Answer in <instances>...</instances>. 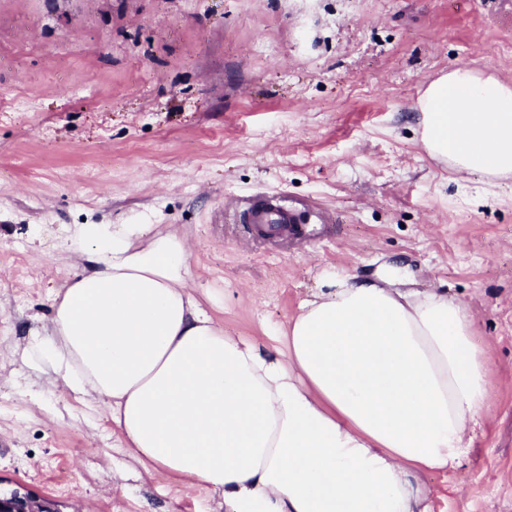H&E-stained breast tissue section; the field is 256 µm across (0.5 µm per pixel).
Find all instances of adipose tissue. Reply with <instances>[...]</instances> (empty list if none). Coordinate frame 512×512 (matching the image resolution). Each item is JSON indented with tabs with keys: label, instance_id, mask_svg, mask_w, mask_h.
I'll use <instances>...</instances> for the list:
<instances>
[{
	"label": "adipose tissue",
	"instance_id": "obj_1",
	"mask_svg": "<svg viewBox=\"0 0 512 512\" xmlns=\"http://www.w3.org/2000/svg\"><path fill=\"white\" fill-rule=\"evenodd\" d=\"M427 154L512 177V85L465 66L419 102ZM88 263L28 353L105 402L146 470L224 512H432L424 472L456 469L489 398L468 306L332 272L268 337L224 329L194 293L188 242L157 224H86Z\"/></svg>",
	"mask_w": 512,
	"mask_h": 512
}]
</instances>
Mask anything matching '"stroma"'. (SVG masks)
Segmentation results:
<instances>
[{"label":"stroma","mask_w":512,"mask_h":512,"mask_svg":"<svg viewBox=\"0 0 512 512\" xmlns=\"http://www.w3.org/2000/svg\"><path fill=\"white\" fill-rule=\"evenodd\" d=\"M512 82V0H0V484L64 512H222L146 471L106 405L30 360L84 224H167L228 332L260 336L336 271L408 268L468 304L490 398L433 512H512V191L423 149L425 88ZM262 195L329 224L277 239Z\"/></svg>","instance_id":"1"}]
</instances>
